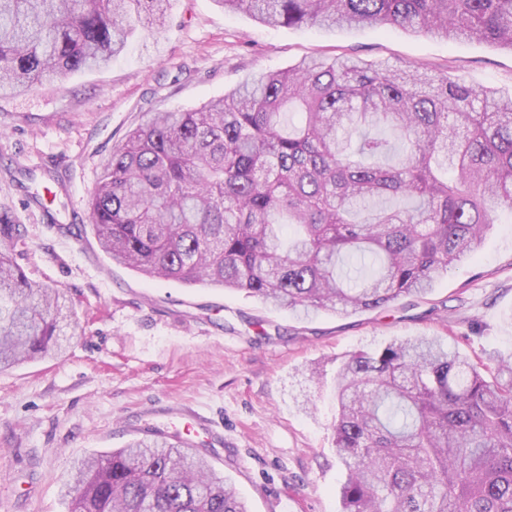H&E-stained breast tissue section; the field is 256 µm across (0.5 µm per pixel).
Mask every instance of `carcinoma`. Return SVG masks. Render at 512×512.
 Segmentation results:
<instances>
[{"instance_id":"carcinoma-1","label":"carcinoma","mask_w":512,"mask_h":512,"mask_svg":"<svg viewBox=\"0 0 512 512\" xmlns=\"http://www.w3.org/2000/svg\"><path fill=\"white\" fill-rule=\"evenodd\" d=\"M272 26L397 27L512 50V0H216ZM168 0H0V91L106 65ZM512 209V98L448 74L310 57L152 112L89 201L99 246L149 278L342 316L424 296ZM76 331L63 289L0 251V371ZM342 512H512V354L429 336L332 378ZM70 512H250L194 446L151 431L83 458Z\"/></svg>"}]
</instances>
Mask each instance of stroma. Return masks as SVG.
I'll return each instance as SVG.
<instances>
[{
	"instance_id": "1",
	"label": "stroma",
	"mask_w": 512,
	"mask_h": 512,
	"mask_svg": "<svg viewBox=\"0 0 512 512\" xmlns=\"http://www.w3.org/2000/svg\"><path fill=\"white\" fill-rule=\"evenodd\" d=\"M159 33L135 31L109 67L50 75L0 95L1 241L34 281L63 288L81 326L60 354L0 372V512H67L78 459L148 430L197 440L251 512H340L331 428L337 358L408 336L470 357L512 354V209L496 208L478 255L420 298L340 316H299L243 291L151 279L112 261L88 223L105 162L148 112L196 108L269 71L346 54L425 63L512 96V51L399 28L273 27L216 0H169Z\"/></svg>"
}]
</instances>
